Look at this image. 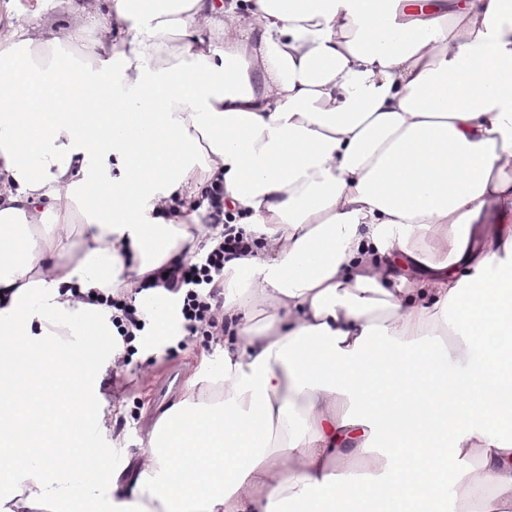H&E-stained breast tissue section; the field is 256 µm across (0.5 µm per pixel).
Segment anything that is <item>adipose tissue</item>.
Returning a JSON list of instances; mask_svg holds the SVG:
<instances>
[{"label": "adipose tissue", "mask_w": 512, "mask_h": 512, "mask_svg": "<svg viewBox=\"0 0 512 512\" xmlns=\"http://www.w3.org/2000/svg\"><path fill=\"white\" fill-rule=\"evenodd\" d=\"M1 101L0 355L48 376L6 366L0 512H443L467 458L512 512V0H90L0 35ZM218 179L261 247L128 475L83 296H164Z\"/></svg>", "instance_id": "adipose-tissue-1"}]
</instances>
